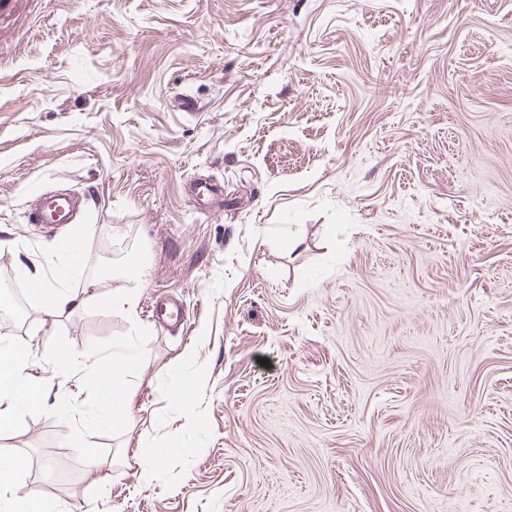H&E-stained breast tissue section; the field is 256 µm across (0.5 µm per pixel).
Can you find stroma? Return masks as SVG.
<instances>
[{
	"label": "stroma",
	"instance_id": "1",
	"mask_svg": "<svg viewBox=\"0 0 512 512\" xmlns=\"http://www.w3.org/2000/svg\"><path fill=\"white\" fill-rule=\"evenodd\" d=\"M57 190L93 228L66 282L85 303L0 304L47 406L87 397L45 361L56 331L79 352L135 322L151 336L98 463L49 416L0 435L27 460L21 495L512 512V0H0V280L50 276L67 229L28 211ZM131 287L135 315L107 305ZM167 291L177 332L149 312ZM173 439L194 454L138 485V444ZM196 388V376L188 374L180 378L176 398L183 409L184 418L189 425H194L197 421V412L193 401V395Z\"/></svg>",
	"mask_w": 512,
	"mask_h": 512
}]
</instances>
